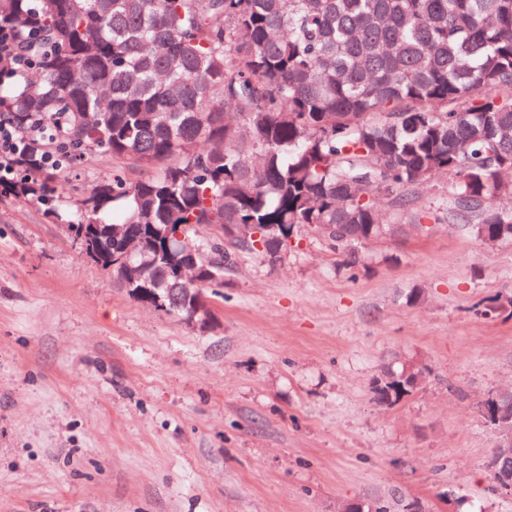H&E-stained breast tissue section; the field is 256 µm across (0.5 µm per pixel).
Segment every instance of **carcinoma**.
Instances as JSON below:
<instances>
[{
    "instance_id": "1",
    "label": "carcinoma",
    "mask_w": 512,
    "mask_h": 512,
    "mask_svg": "<svg viewBox=\"0 0 512 512\" xmlns=\"http://www.w3.org/2000/svg\"><path fill=\"white\" fill-rule=\"evenodd\" d=\"M4 27L30 55L0 61V116L25 141L6 191L85 230L103 268L126 227L151 262L112 281L138 303L155 291L188 319L212 284L172 287L165 243L204 227L224 228L207 244L220 277L244 253L281 265L303 232L354 268L394 231L372 191L418 223L413 187L440 175L448 222L512 240L494 204L512 175V0H0ZM97 155L112 179L65 209V173ZM405 368L374 379L378 404L430 378ZM484 405L511 414L512 392ZM511 471H489L492 490L512 493Z\"/></svg>"
}]
</instances>
